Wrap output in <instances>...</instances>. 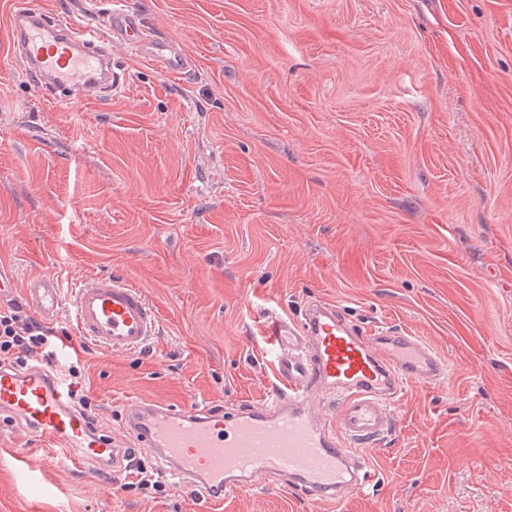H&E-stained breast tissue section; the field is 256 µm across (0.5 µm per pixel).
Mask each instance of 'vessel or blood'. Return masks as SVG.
<instances>
[{
  "mask_svg": "<svg viewBox=\"0 0 512 512\" xmlns=\"http://www.w3.org/2000/svg\"><path fill=\"white\" fill-rule=\"evenodd\" d=\"M10 39L24 71L71 104L119 87L109 41L128 45L163 72L180 74L188 61L141 24L126 0H113L102 27H81L35 6L12 14ZM19 290L45 323L63 310L57 278L45 274L22 285L0 274V293ZM74 333L120 354L142 351L158 333L147 293L125 277L101 275L72 291ZM268 351L279 386L262 407L231 413L176 408L152 399L128 404L125 434L150 449L176 483L200 488L206 508L221 493L278 479L317 503L344 499L370 481L365 452L397 429L394 403L410 381L446 376V360L415 336L364 331L330 302L309 301L298 317L267 322ZM25 427L60 462L76 457L121 469L127 448L101 440L65 386L45 368L0 372V416Z\"/></svg>",
  "mask_w": 512,
  "mask_h": 512,
  "instance_id": "obj_1",
  "label": "vessel or blood"
}]
</instances>
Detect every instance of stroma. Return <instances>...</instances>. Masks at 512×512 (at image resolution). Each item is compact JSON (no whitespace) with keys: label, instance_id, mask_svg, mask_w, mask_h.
<instances>
[{"label":"stroma","instance_id":"stroma-1","mask_svg":"<svg viewBox=\"0 0 512 512\" xmlns=\"http://www.w3.org/2000/svg\"><path fill=\"white\" fill-rule=\"evenodd\" d=\"M98 23L112 0H31ZM192 63L113 43L125 82L57 107L0 0V270L74 285L116 273L154 302L135 355L79 353L97 426L138 398L230 410L277 381L263 324L318 298L419 337L445 381L410 382L367 449V488L312 503L280 483L220 512H512V0H129ZM0 512H202L167 482L116 491L91 462L0 422Z\"/></svg>","mask_w":512,"mask_h":512}]
</instances>
